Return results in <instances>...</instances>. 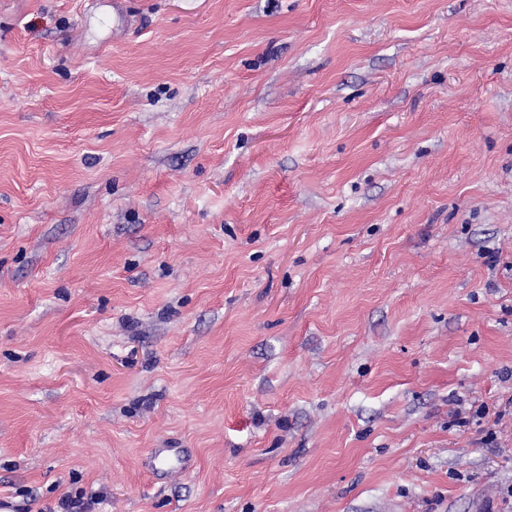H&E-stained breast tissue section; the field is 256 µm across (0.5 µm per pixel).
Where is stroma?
<instances>
[{
	"instance_id": "35a3bbf8",
	"label": "stroma",
	"mask_w": 512,
	"mask_h": 512,
	"mask_svg": "<svg viewBox=\"0 0 512 512\" xmlns=\"http://www.w3.org/2000/svg\"><path fill=\"white\" fill-rule=\"evenodd\" d=\"M67 495L512 512V0H0V498ZM148 465L164 478H174L190 467V456L185 448H152Z\"/></svg>"
}]
</instances>
